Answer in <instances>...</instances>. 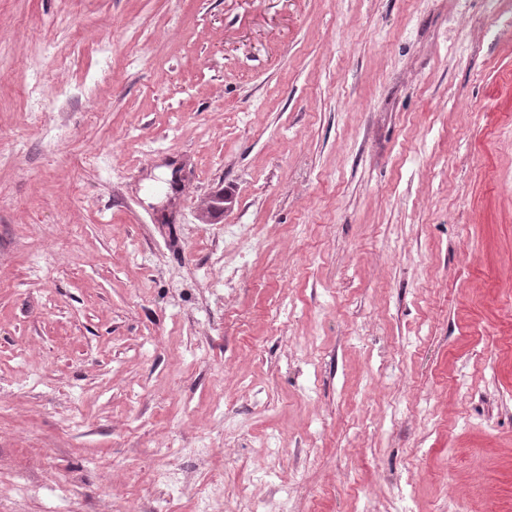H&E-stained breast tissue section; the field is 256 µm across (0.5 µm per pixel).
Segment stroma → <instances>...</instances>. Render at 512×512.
Instances as JSON below:
<instances>
[{"mask_svg":"<svg viewBox=\"0 0 512 512\" xmlns=\"http://www.w3.org/2000/svg\"><path fill=\"white\" fill-rule=\"evenodd\" d=\"M202 486L512 512V0H0V512Z\"/></svg>","mask_w":512,"mask_h":512,"instance_id":"1","label":"stroma"}]
</instances>
